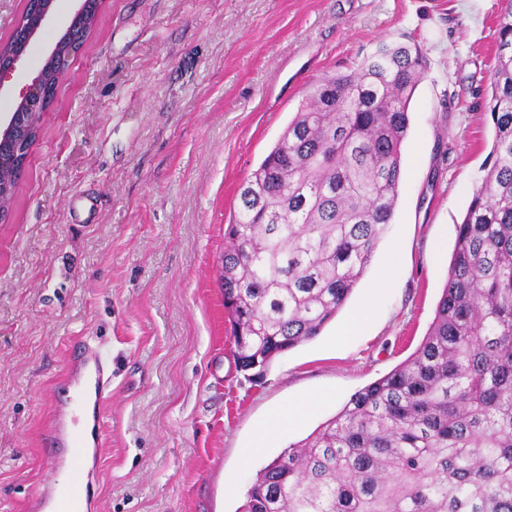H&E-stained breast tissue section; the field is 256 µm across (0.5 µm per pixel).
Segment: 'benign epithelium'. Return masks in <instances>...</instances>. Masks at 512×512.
Here are the masks:
<instances>
[{
	"mask_svg": "<svg viewBox=\"0 0 512 512\" xmlns=\"http://www.w3.org/2000/svg\"><path fill=\"white\" fill-rule=\"evenodd\" d=\"M56 2L58 0H39L40 7L35 19L16 25L12 36L17 46L8 52L0 49V79L15 72L27 57L34 38L49 25ZM74 2V10L63 33L43 62L45 66L64 55L74 57L86 38V33L76 24V20L92 13V3L91 0ZM61 88L62 81L59 80L53 88V96H48L46 76L44 71H39L26 86L20 100L13 105L4 126L0 127V156L10 152L16 158L21 144L37 139L42 118L55 103Z\"/></svg>",
	"mask_w": 512,
	"mask_h": 512,
	"instance_id": "7a95c632",
	"label": "benign epithelium"
}]
</instances>
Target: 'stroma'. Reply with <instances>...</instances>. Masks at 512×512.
I'll return each instance as SVG.
<instances>
[{"mask_svg": "<svg viewBox=\"0 0 512 512\" xmlns=\"http://www.w3.org/2000/svg\"><path fill=\"white\" fill-rule=\"evenodd\" d=\"M499 12V0H104L0 218V512H31L52 481L46 437L75 345L112 371L87 512H238L262 467L418 348L491 151L479 93ZM59 35L51 22L0 82V114ZM405 35L429 67L394 217L320 336L263 376L238 371L220 286L238 186L323 74ZM367 301L371 321L341 343ZM318 392L305 423L264 430Z\"/></svg>", "mask_w": 512, "mask_h": 512, "instance_id": "obj_1", "label": "stroma"}]
</instances>
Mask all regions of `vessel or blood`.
<instances>
[{
    "label": "vessel or blood",
    "instance_id": "vessel-or-blood-1",
    "mask_svg": "<svg viewBox=\"0 0 512 512\" xmlns=\"http://www.w3.org/2000/svg\"><path fill=\"white\" fill-rule=\"evenodd\" d=\"M75 385L67 408L58 410L51 430L66 450L49 489L36 498L38 512H85L89 488L84 464L90 446L102 440L101 402L110 384L105 358L95 350L69 364Z\"/></svg>",
    "mask_w": 512,
    "mask_h": 512
}]
</instances>
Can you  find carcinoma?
<instances>
[{"mask_svg":"<svg viewBox=\"0 0 512 512\" xmlns=\"http://www.w3.org/2000/svg\"><path fill=\"white\" fill-rule=\"evenodd\" d=\"M416 42L325 75L241 184L221 287L236 367L320 335L391 223ZM484 111L494 140L427 335L339 414L260 469L242 512H512V0Z\"/></svg>","mask_w":512,"mask_h":512,"instance_id":"obj_1","label":"carcinoma"}]
</instances>
